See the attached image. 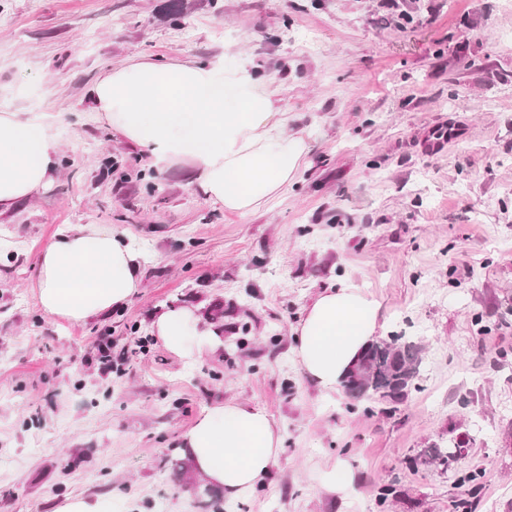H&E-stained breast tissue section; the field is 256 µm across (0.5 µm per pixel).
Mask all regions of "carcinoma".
I'll list each match as a JSON object with an SVG mask.
<instances>
[{
    "label": "carcinoma",
    "mask_w": 512,
    "mask_h": 512,
    "mask_svg": "<svg viewBox=\"0 0 512 512\" xmlns=\"http://www.w3.org/2000/svg\"><path fill=\"white\" fill-rule=\"evenodd\" d=\"M422 347L403 336H389L371 342L358 356L343 380L346 393L356 401L374 397L395 400L403 397L419 376ZM466 441L451 438L425 448L415 463L448 472L451 461L463 451ZM484 471L472 470L459 476L457 485L477 492Z\"/></svg>",
    "instance_id": "obj_1"
}]
</instances>
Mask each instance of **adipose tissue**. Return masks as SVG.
I'll return each instance as SVG.
<instances>
[{
    "instance_id": "ef3b65f1",
    "label": "adipose tissue",
    "mask_w": 512,
    "mask_h": 512,
    "mask_svg": "<svg viewBox=\"0 0 512 512\" xmlns=\"http://www.w3.org/2000/svg\"><path fill=\"white\" fill-rule=\"evenodd\" d=\"M95 114L159 163L188 161L207 199L249 215L284 195L309 151L287 132L288 112L272 80L255 66L223 62L159 63L134 59L103 73L90 90ZM58 134L45 112L0 108V213L51 182ZM140 253L126 236L98 224L61 227L39 257L38 299L49 315L73 321L121 307L140 284ZM380 304L342 281L303 311L292 351L305 375L324 392L337 391L361 350L381 328ZM153 330L186 360L224 345L221 329L193 305L173 307ZM195 472L229 500L249 496L281 448L268 412L249 402L207 407L184 434Z\"/></svg>"
}]
</instances>
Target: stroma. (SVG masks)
I'll return each mask as SVG.
<instances>
[{"mask_svg":"<svg viewBox=\"0 0 512 512\" xmlns=\"http://www.w3.org/2000/svg\"><path fill=\"white\" fill-rule=\"evenodd\" d=\"M0 0V107L48 112L59 174L0 214V512H53L111 496L115 512H472L512 507V0ZM252 62L284 85L310 151L271 209L224 212L188 164L157 168L95 118L89 89L130 58ZM460 129L431 150L432 130ZM64 224H99L138 248L120 308L50 317L38 259ZM352 278L385 333L422 343L399 403L324 395L292 331L324 288ZM201 306L224 348L188 362L151 324ZM123 358L104 370L97 345ZM264 407L282 444L253 494L230 502L178 472L205 408ZM470 435L454 471L413 467L438 437ZM346 463L354 492L320 488ZM397 484L400 498L381 500Z\"/></svg>","mask_w":512,"mask_h":512,"instance_id":"1","label":"stroma"}]
</instances>
